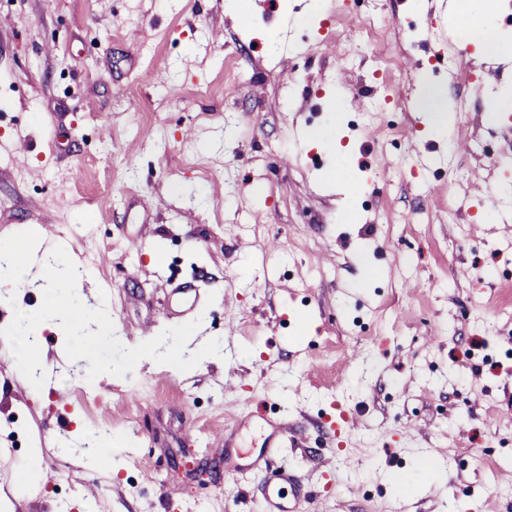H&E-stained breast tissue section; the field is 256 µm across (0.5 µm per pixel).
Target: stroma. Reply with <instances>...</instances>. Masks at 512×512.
<instances>
[{
  "mask_svg": "<svg viewBox=\"0 0 512 512\" xmlns=\"http://www.w3.org/2000/svg\"><path fill=\"white\" fill-rule=\"evenodd\" d=\"M464 23L443 0H0V238L76 257L98 225L81 301L114 317L41 327L39 392L0 341V421L34 434L0 457L16 512H262L224 461L260 447L235 422L256 412L315 492L297 512H512V108L485 98L512 63ZM430 74L469 102L443 140L416 110ZM186 284L200 303L170 313ZM48 301L1 298L0 338ZM200 323L221 359L183 344Z\"/></svg>",
  "mask_w": 512,
  "mask_h": 512,
  "instance_id": "stroma-1",
  "label": "stroma"
}]
</instances>
